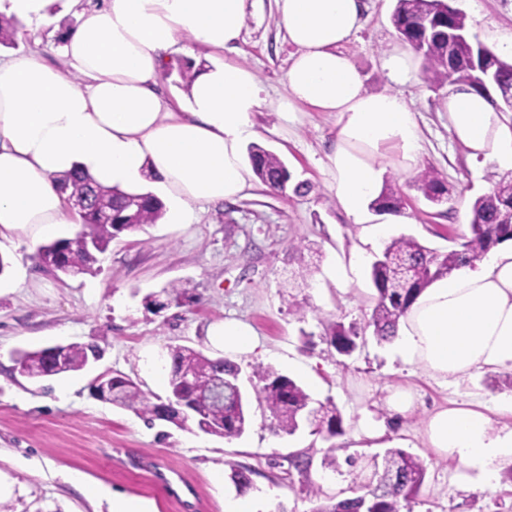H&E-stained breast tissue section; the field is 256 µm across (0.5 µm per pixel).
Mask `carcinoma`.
I'll use <instances>...</instances> for the list:
<instances>
[{
  "instance_id": "1",
  "label": "carcinoma",
  "mask_w": 512,
  "mask_h": 512,
  "mask_svg": "<svg viewBox=\"0 0 512 512\" xmlns=\"http://www.w3.org/2000/svg\"><path fill=\"white\" fill-rule=\"evenodd\" d=\"M451 17L459 28L468 29L465 15L458 9H448V0H396L391 21L405 38L408 31L423 26L430 16ZM18 24L15 19L0 15V46H16ZM485 53L498 69L501 85L512 89V61L503 60L489 47ZM423 80L434 86L466 85L469 81L471 56L467 48L453 49L440 38L434 39L423 58ZM248 159L255 175L269 188L278 189V181L290 179L283 160L274 152L258 145L248 147ZM74 198L89 200L91 211L83 216L82 230L72 238L55 240L39 248L40 263L55 265L58 250H63L62 264L81 273L96 261L95 254L104 253L112 239L124 232L140 230L155 224L164 214V203L156 196L125 193L116 187H105L85 173L63 179ZM415 186L425 197L443 202L447 193L444 180L433 168L422 171ZM402 196L397 188L385 186L372 201L378 210L398 212ZM100 211L112 213L113 223H96ZM470 235L462 237L458 247L439 252L422 245L413 237L392 239L374 262L370 279L376 290L374 306L366 328L382 342L394 335L401 318L417 297L436 281L451 275L460 266L469 264L493 247L512 239V172L501 176L492 188L476 196L471 203ZM324 340L343 356L352 355L359 347L361 336L357 327L330 322L324 327ZM102 350L93 343H70L62 360H57L45 347L35 351L18 350L15 362L23 367L25 376L44 378L80 371L89 359L102 358ZM169 366L168 394L162 398L141 389L140 384L125 376L112 385L105 400L128 409L148 423L161 420L185 427L191 418L184 406L196 410L204 424L197 429L205 434L233 439L240 437L249 424V398L241 391L239 367L229 359L209 357L186 346H171L167 350ZM260 386L256 399L271 419L275 434H294L306 421L313 432L328 440L344 432L343 418L332 402L314 403L311 396L294 379L271 367L257 366L254 370ZM252 470L234 468L230 480L238 490L250 487ZM373 486L354 498H326L312 512H401L402 504L415 499L426 478L423 460L401 448H388L382 460H373Z\"/></svg>"
}]
</instances>
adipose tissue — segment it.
Instances as JSON below:
<instances>
[{
    "instance_id": "adipose-tissue-1",
    "label": "adipose tissue",
    "mask_w": 512,
    "mask_h": 512,
    "mask_svg": "<svg viewBox=\"0 0 512 512\" xmlns=\"http://www.w3.org/2000/svg\"><path fill=\"white\" fill-rule=\"evenodd\" d=\"M79 25L60 48L62 64L0 54V247L67 223L69 192L59 180L81 169L128 193H151L188 223L196 206L244 195L255 174L244 155L257 135L254 112L306 103L336 115L327 155L336 201L360 221L379 194L385 150L412 170L419 134L407 103L371 92L344 45L361 27L360 0H276L277 22L296 52L284 93L269 100L255 73L224 62L197 69L182 111L159 79L185 34L198 47L237 52L255 0H69ZM449 130L472 159L512 163V126L465 87L448 95ZM402 360L444 384L487 370L512 371V245L491 249L427 288L401 320ZM512 397L440 408L423 437L436 455L477 471L479 490L497 488L512 458Z\"/></svg>"
}]
</instances>
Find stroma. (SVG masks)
Listing matches in <instances>:
<instances>
[{
    "label": "stroma",
    "mask_w": 512,
    "mask_h": 512,
    "mask_svg": "<svg viewBox=\"0 0 512 512\" xmlns=\"http://www.w3.org/2000/svg\"><path fill=\"white\" fill-rule=\"evenodd\" d=\"M472 35L505 59H512V0H452ZM394 0H364V22L345 50L359 68L368 91L400 94L413 112L420 136V168L439 171L451 192L434 204L403 172L395 151L381 163L384 181L397 184L409 221L388 225L384 237L363 231L378 225L367 210L356 224L339 208L326 155L336 137V115L303 105L288 117L263 108L253 121L257 144L278 154L292 183L307 182L304 196L277 194L256 183L249 195L199 208L191 223L162 217L157 224L125 233L100 254L91 272L54 276L39 270L37 252L52 241L73 237L79 224H62L37 239L23 238L0 249L7 267L0 273V493L6 512H108L106 499L89 495L70 480L78 473L92 485L152 501L157 512H224L239 493L229 480L232 468L253 471L247 490L254 512H311V487L324 495H358V480L344 459L379 454L370 428H384L402 449L425 463V483L410 512H512V461L499 465L498 488L483 493L474 474L427 448L422 421L434 408L512 395L506 372L474 374L445 385L404 363L389 343L367 338L346 357L323 341L324 325L365 326L375 290L372 263L387 241L406 235L440 251L469 232L472 200L488 192L512 165L497 159L473 160L448 131V87L424 81H392L384 66L398 37L390 14ZM294 52L277 23L276 0H257L242 32L234 60L252 69L270 97L284 90ZM312 273L300 280L302 265ZM174 285L189 289L182 304L161 310L144 305ZM301 314H293V307ZM227 318L248 324L255 350L233 355L240 383L254 395V366L273 367L298 381L314 401H332L344 432L326 440L311 427L292 435L274 434L270 418L252 408L245 433L228 441L195 426L154 425L131 411L93 396L94 380L120 373L143 390L166 395L162 358L172 345L208 356L222 354L211 330ZM97 342L101 360L86 370L50 379H31L14 367V351L55 344ZM417 397L414 412L392 421L389 388ZM310 460L307 475L291 472L289 456ZM336 459L327 468L325 457Z\"/></svg>",
    "instance_id": "35a3bbf8"
}]
</instances>
